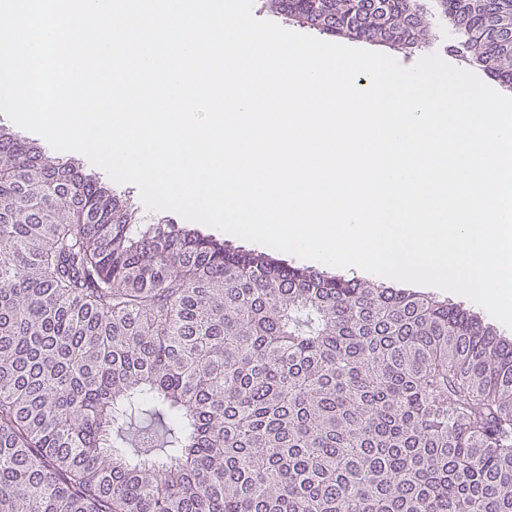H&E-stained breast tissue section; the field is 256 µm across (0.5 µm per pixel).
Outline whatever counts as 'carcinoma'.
I'll list each match as a JSON object with an SVG mask.
<instances>
[{
	"label": "carcinoma",
	"mask_w": 512,
	"mask_h": 512,
	"mask_svg": "<svg viewBox=\"0 0 512 512\" xmlns=\"http://www.w3.org/2000/svg\"><path fill=\"white\" fill-rule=\"evenodd\" d=\"M265 0L512 81V0ZM0 512H512V341L144 223L0 127Z\"/></svg>",
	"instance_id": "1"
}]
</instances>
